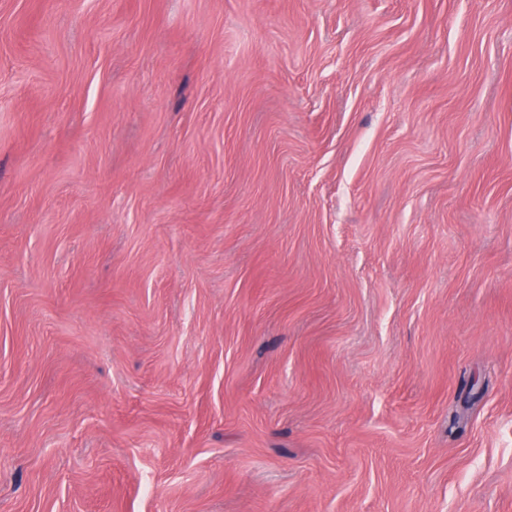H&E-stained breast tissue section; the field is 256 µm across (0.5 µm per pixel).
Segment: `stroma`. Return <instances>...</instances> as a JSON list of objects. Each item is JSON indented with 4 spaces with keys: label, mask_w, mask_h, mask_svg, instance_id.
Listing matches in <instances>:
<instances>
[{
    "label": "stroma",
    "mask_w": 512,
    "mask_h": 512,
    "mask_svg": "<svg viewBox=\"0 0 512 512\" xmlns=\"http://www.w3.org/2000/svg\"><path fill=\"white\" fill-rule=\"evenodd\" d=\"M0 512H512V0H0Z\"/></svg>",
    "instance_id": "1"
}]
</instances>
